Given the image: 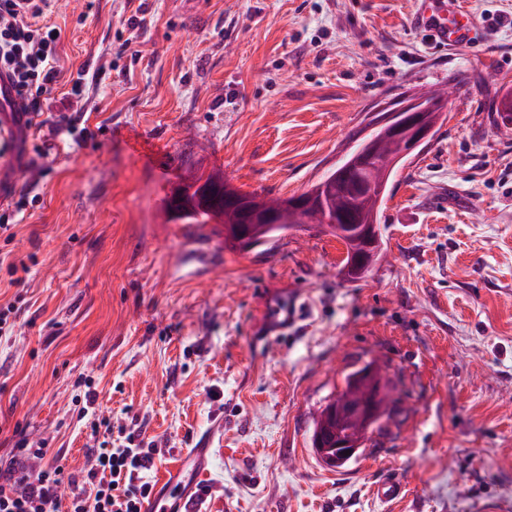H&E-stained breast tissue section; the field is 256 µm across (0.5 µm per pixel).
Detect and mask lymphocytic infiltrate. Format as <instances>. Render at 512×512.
Wrapping results in <instances>:
<instances>
[{"instance_id":"1","label":"lymphocytic infiltrate","mask_w":512,"mask_h":512,"mask_svg":"<svg viewBox=\"0 0 512 512\" xmlns=\"http://www.w3.org/2000/svg\"><path fill=\"white\" fill-rule=\"evenodd\" d=\"M49 0H0V74L7 77L18 105L13 120L26 134L47 112L45 99L60 75L61 32L46 23ZM161 454L157 448L93 450L83 479L66 475L63 466L8 470L0 474V512H142L155 485L149 473ZM71 490L61 508V488Z\"/></svg>"}]
</instances>
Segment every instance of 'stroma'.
<instances>
[{
    "mask_svg": "<svg viewBox=\"0 0 512 512\" xmlns=\"http://www.w3.org/2000/svg\"><path fill=\"white\" fill-rule=\"evenodd\" d=\"M460 3L475 36L445 49L419 26L423 0H53L50 104L95 137L44 128L0 155V213L32 197L0 255V306L25 302L0 343V470L31 466L18 446L43 441L81 476L100 441L131 434L162 449L155 479L210 449L201 512H512V137L492 120L512 91V0ZM82 64L101 81L63 99ZM449 84L446 120L388 183L364 280L312 226L239 251L218 225L165 217L170 189L211 171L303 193L379 113ZM28 257L11 283L6 263ZM284 300L296 319L269 333L263 312ZM370 363L394 410L327 467L314 420ZM84 380L97 401L82 417ZM392 473L404 498L376 501Z\"/></svg>",
    "mask_w": 512,
    "mask_h": 512,
    "instance_id": "stroma-1",
    "label": "stroma"
}]
</instances>
